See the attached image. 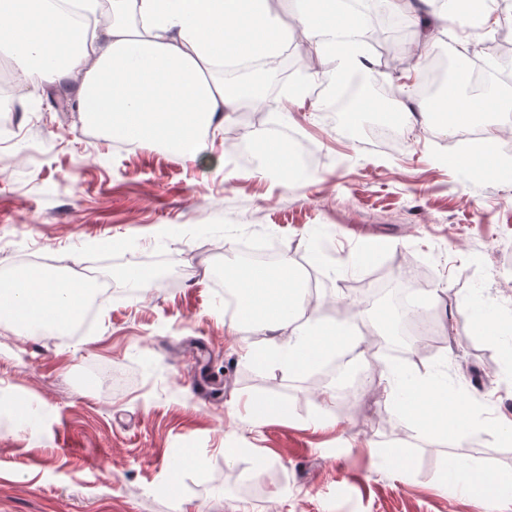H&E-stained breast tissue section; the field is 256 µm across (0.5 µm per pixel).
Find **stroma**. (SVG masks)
<instances>
[{"label":"stroma","mask_w":512,"mask_h":512,"mask_svg":"<svg viewBox=\"0 0 512 512\" xmlns=\"http://www.w3.org/2000/svg\"><path fill=\"white\" fill-rule=\"evenodd\" d=\"M496 36L449 21L426 40H393L385 80L400 99H379L359 77L376 111L339 116L322 107L334 87L316 88L308 53L286 81L265 76L253 106L280 134L236 113L192 160L121 150L83 123L73 88L26 82L19 134L0 144V271L98 265L112 293L77 335H20L0 322V512H502L442 481L457 457L512 476V437L425 441L379 391L328 402L334 385H313V370L246 359L244 347L265 339L229 334L224 291L200 261L275 250L314 271L323 321L359 312L374 331L378 310L361 308L352 282L382 272L421 298L447 286L454 320L418 371L447 362L478 419L512 418V364L461 326L474 297L512 324V184L450 165L461 142L421 116L402 82L435 51L449 72L472 66ZM292 84L303 97L289 99ZM391 111L400 144L384 149L361 126ZM233 133L313 148V177L259 174L231 149ZM134 268L154 276L132 293ZM260 400L289 416L257 420Z\"/></svg>","instance_id":"stroma-1"}]
</instances>
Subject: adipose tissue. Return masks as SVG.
Listing matches in <instances>:
<instances>
[{
    "label": "adipose tissue",
    "mask_w": 512,
    "mask_h": 512,
    "mask_svg": "<svg viewBox=\"0 0 512 512\" xmlns=\"http://www.w3.org/2000/svg\"><path fill=\"white\" fill-rule=\"evenodd\" d=\"M111 20L99 30L69 22L51 0H0V47L21 75L38 73L46 85L77 80V110L84 121L113 139L162 145L186 158L206 150V130L223 121L240 101H259L252 84L228 89L211 74L229 60L278 55L287 38L270 0H110ZM303 34L320 62L330 64L337 89L357 76H374L359 40L361 19L348 0H302ZM466 70L445 84L426 110L449 131L487 129L484 147L455 157L474 174L512 182V163L491 145L512 101L502 95H465ZM224 285L237 300L230 334L266 339L247 357L275 359L293 372L315 367L331 352L361 342L346 323H327L311 308L289 261L224 266ZM90 283L62 279L27 267L0 281V318L22 331L70 329L82 316ZM382 392L394 412L422 439L466 435L470 402L448 382L447 373L426 375L412 365L387 367ZM448 471L479 490L481 502L512 504V480L491 477L460 459Z\"/></svg>",
    "instance_id": "ef3b65f1"
}]
</instances>
